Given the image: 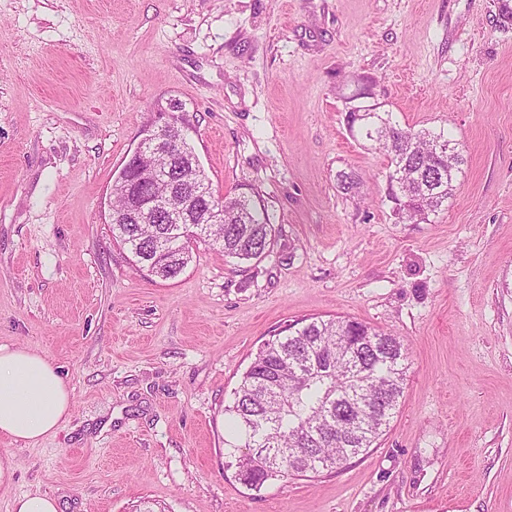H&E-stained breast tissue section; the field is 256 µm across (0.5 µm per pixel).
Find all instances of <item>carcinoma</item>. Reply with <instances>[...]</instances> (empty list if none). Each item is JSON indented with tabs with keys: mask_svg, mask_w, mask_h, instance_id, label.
<instances>
[{
	"mask_svg": "<svg viewBox=\"0 0 512 512\" xmlns=\"http://www.w3.org/2000/svg\"><path fill=\"white\" fill-rule=\"evenodd\" d=\"M361 136L391 159L389 198L408 221L423 220L452 196L463 155L443 132L396 126L390 112L361 113ZM182 161L164 169L159 159L139 162L136 193L145 201L167 196L188 211L195 234L182 224L126 221L132 198L112 195V239L140 268L177 279L193 261L191 243L203 241L224 256L247 262L269 249L273 224L258 194L219 198L205 169ZM407 349L397 336L360 322L310 317L260 347L224 407L235 428L229 443L237 474L251 490L288 476L331 471L367 453L389 425L407 377Z\"/></svg>",
	"mask_w": 512,
	"mask_h": 512,
	"instance_id": "1",
	"label": "carcinoma"
}]
</instances>
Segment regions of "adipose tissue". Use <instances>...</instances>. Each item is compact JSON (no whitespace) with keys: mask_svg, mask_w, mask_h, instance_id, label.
Returning <instances> with one entry per match:
<instances>
[{"mask_svg":"<svg viewBox=\"0 0 512 512\" xmlns=\"http://www.w3.org/2000/svg\"><path fill=\"white\" fill-rule=\"evenodd\" d=\"M70 409V390L49 359L0 345L1 436L37 444L56 432Z\"/></svg>","mask_w":512,"mask_h":512,"instance_id":"obj_1","label":"adipose tissue"}]
</instances>
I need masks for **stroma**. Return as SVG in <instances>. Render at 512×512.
Returning a JSON list of instances; mask_svg holds the SVG:
<instances>
[{
  "label": "stroma",
  "mask_w": 512,
  "mask_h": 512,
  "mask_svg": "<svg viewBox=\"0 0 512 512\" xmlns=\"http://www.w3.org/2000/svg\"><path fill=\"white\" fill-rule=\"evenodd\" d=\"M502 0H0V344L47 357L71 412L0 437V512H512V21ZM370 89L404 128L448 129L447 205L402 221L386 152L353 137ZM216 195L257 192L268 255L204 242L177 279L112 239V183L160 109ZM358 186L344 193L338 171ZM398 336L389 427L340 470L248 490L224 407L287 325ZM13 512H58L56 500L41 494H25L14 500Z\"/></svg>",
  "instance_id": "35a3bbf8"
}]
</instances>
